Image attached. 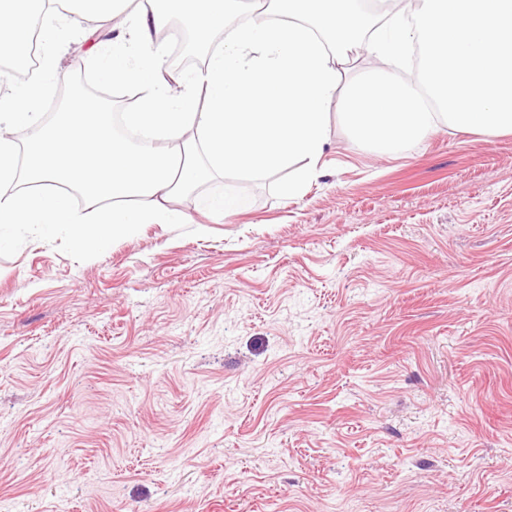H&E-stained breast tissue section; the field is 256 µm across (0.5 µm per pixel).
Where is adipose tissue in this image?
<instances>
[{
  "label": "adipose tissue",
  "mask_w": 512,
  "mask_h": 512,
  "mask_svg": "<svg viewBox=\"0 0 512 512\" xmlns=\"http://www.w3.org/2000/svg\"><path fill=\"white\" fill-rule=\"evenodd\" d=\"M0 0V50L38 45L40 61L25 85L0 95V229L22 226L51 239L68 228L83 251L103 250L141 224H184L171 208L214 175L270 172L295 165L285 196L300 193L323 168L328 110L340 102L350 136L379 155H397L440 126L512 132V0H405L388 9L363 0H186L201 39L223 34L205 68L175 74L154 36L168 22L164 0ZM92 36L131 19L130 36L99 47L101 76L140 92L127 127L91 111L80 97L45 119L39 107L53 84L67 81L60 52L70 20ZM398 62L419 54V80L373 70L342 82L340 68L358 48ZM34 135L19 148L14 130ZM204 151L205 163L194 156Z\"/></svg>",
  "instance_id": "obj_1"
}]
</instances>
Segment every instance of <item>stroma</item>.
<instances>
[{
    "label": "stroma",
    "mask_w": 512,
    "mask_h": 512,
    "mask_svg": "<svg viewBox=\"0 0 512 512\" xmlns=\"http://www.w3.org/2000/svg\"><path fill=\"white\" fill-rule=\"evenodd\" d=\"M324 160L97 253L12 231L0 512H512V134L389 158L334 114ZM198 207L201 210L224 214L228 217L248 208V201L244 197L224 194V196H207L198 198Z\"/></svg>",
    "instance_id": "1"
}]
</instances>
